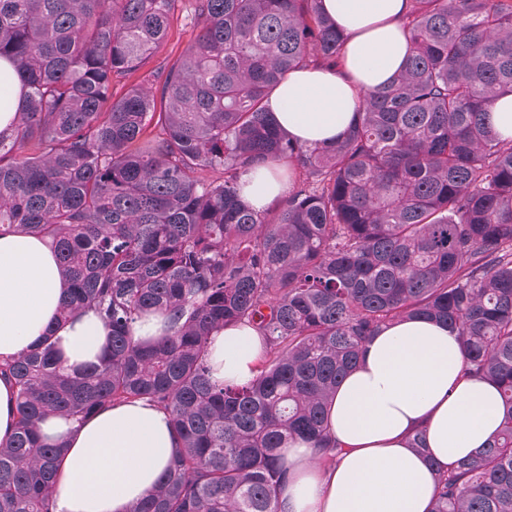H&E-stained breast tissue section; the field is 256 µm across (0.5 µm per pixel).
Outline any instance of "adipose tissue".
Instances as JSON below:
<instances>
[{
  "mask_svg": "<svg viewBox=\"0 0 512 512\" xmlns=\"http://www.w3.org/2000/svg\"><path fill=\"white\" fill-rule=\"evenodd\" d=\"M319 7L347 37L342 69L296 70L267 98L279 126L307 144L342 137L361 91L392 81L410 51L402 25L408 0H320ZM289 189L260 164L243 176L241 197L261 210ZM67 288L50 239L0 236L1 363L50 331L64 372L97 361L110 332L94 313L55 325ZM265 351L253 327H224L211 337L212 376L248 383ZM463 368V351L447 325L414 319L384 327L329 404V429L342 446L338 457L319 459L300 439L284 448L283 512H429L436 467H453L485 447L501 422L496 385ZM417 431L426 438L427 454L407 446ZM40 432L64 449L55 512H131L154 491L178 446L168 414L144 400L113 404L81 422L52 416Z\"/></svg>",
  "mask_w": 512,
  "mask_h": 512,
  "instance_id": "1",
  "label": "adipose tissue"
}]
</instances>
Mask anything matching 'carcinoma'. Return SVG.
<instances>
[{"label":"carcinoma","instance_id":"1","mask_svg":"<svg viewBox=\"0 0 512 512\" xmlns=\"http://www.w3.org/2000/svg\"><path fill=\"white\" fill-rule=\"evenodd\" d=\"M175 4L0 0V60L20 82L0 132V236L50 238L70 282L61 322L92 311L111 333L78 375L50 334L0 363L16 389L0 512H53L62 449L44 418L142 399L179 447L133 512H282L288 438L339 453L337 386L381 326L418 318L456 331L465 374L495 384L503 412L485 448L436 468L429 512H512V140L487 120L512 93V0H410L402 70L322 146L266 105L292 71L343 64L318 0H191L194 41L115 95ZM268 162L293 188L259 211L240 180ZM152 314L164 334L134 340ZM245 323L266 343L258 375L212 379L210 336Z\"/></svg>","mask_w":512,"mask_h":512}]
</instances>
